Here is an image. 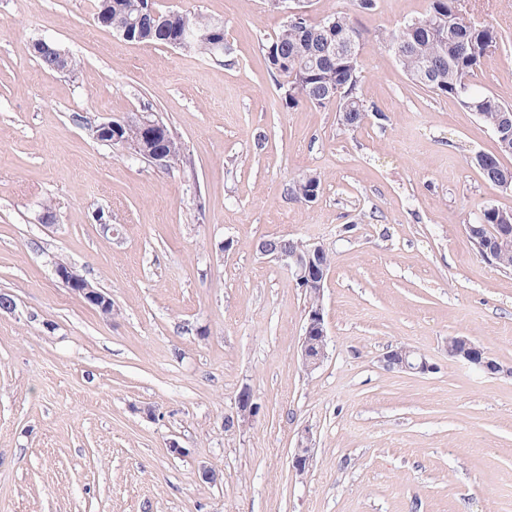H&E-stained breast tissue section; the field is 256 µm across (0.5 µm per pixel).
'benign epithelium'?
Returning a JSON list of instances; mask_svg holds the SVG:
<instances>
[{
	"instance_id": "1",
	"label": "benign epithelium",
	"mask_w": 512,
	"mask_h": 512,
	"mask_svg": "<svg viewBox=\"0 0 512 512\" xmlns=\"http://www.w3.org/2000/svg\"><path fill=\"white\" fill-rule=\"evenodd\" d=\"M273 8H278L287 16L288 22L299 23L305 18V7L302 0H269ZM184 32L180 40L171 43V47L187 51L195 43L211 37L208 30H200L195 26L194 13H182ZM334 58L360 55V48L354 36L337 40L327 47ZM33 51L39 56H49L63 65L68 53L59 49L56 43L39 38L33 43ZM133 123L141 129L142 140L131 141L120 137L121 128L112 121H100L91 127L90 133L94 139L111 145H118L131 154L151 162L153 165L166 167V153L158 149L147 150V141L158 137L163 130L160 118L152 113H139L133 118ZM512 246V226H502L500 234L488 243L489 252L504 250ZM262 254L283 264L294 277L297 285L313 295V301L307 309L304 332L302 335L300 360L302 368L307 373L318 369L327 355V331L325 327L322 297L328 270L322 261L326 249L315 243H298V247H275L265 240L259 244ZM57 277L70 286V290L84 301L96 305L102 314L112 315V298L101 289L92 285L83 276L74 271L69 265L55 267ZM448 355L473 367L480 372L495 376L502 371V366L491 353L477 347L466 336H455L448 340ZM383 366L403 372L425 375L435 370L425 355L406 347L399 346L388 350L382 356ZM259 406L248 389H243L237 402V411L233 416L224 418V428L229 430L246 424L257 415ZM312 437L308 429L298 433L295 451L292 456V467L300 475L306 473L312 463Z\"/></svg>"
}]
</instances>
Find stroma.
I'll return each mask as SVG.
<instances>
[{
    "mask_svg": "<svg viewBox=\"0 0 512 512\" xmlns=\"http://www.w3.org/2000/svg\"><path fill=\"white\" fill-rule=\"evenodd\" d=\"M155 3L222 22L223 60L122 41L95 0H0V292L16 303L0 313V512H512V271L466 231L486 205L512 210V190L475 164L492 131L413 86L377 39L427 0H309V21L341 11L362 33L360 91L382 116L353 131L335 109L286 106L263 50L286 17L267 0ZM464 7L508 39L473 80L512 104V0ZM39 38L76 72L46 69ZM138 112L172 128L191 167L87 130ZM309 171L322 184L306 203L287 188ZM279 237L332 256L311 373L305 295L257 249ZM60 260L110 294L111 315L62 284ZM452 336L502 374L450 358ZM401 345L435 372L386 370ZM245 387L260 412L225 429ZM312 437L308 429L298 433L295 451L292 456V467L300 475L306 473L312 463Z\"/></svg>",
    "mask_w": 512,
    "mask_h": 512,
    "instance_id": "stroma-1",
    "label": "stroma"
}]
</instances>
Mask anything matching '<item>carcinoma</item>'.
I'll return each instance as SVG.
<instances>
[{
  "instance_id": "carcinoma-1",
  "label": "carcinoma",
  "mask_w": 512,
  "mask_h": 512,
  "mask_svg": "<svg viewBox=\"0 0 512 512\" xmlns=\"http://www.w3.org/2000/svg\"><path fill=\"white\" fill-rule=\"evenodd\" d=\"M147 0H112V25L119 26L129 18L143 14ZM405 30L383 31L379 41L397 58L408 78L418 87L454 99L463 109L474 112L496 137L498 152L482 153L475 163L486 182L501 186L512 170L500 160L512 155V105L490 92H484L471 82V76L482 59L502 42V36L489 24L470 25L459 14L458 0H429L426 12L406 23ZM344 36H362L351 17L336 12L322 21L304 25L284 23L279 33L265 45V54L271 73L280 79L279 89L285 103L294 106L305 100L321 108L336 107L339 124L346 130L361 127L370 107L360 92L362 65L359 58H328L322 54V43L327 31ZM183 25L180 12L159 13L156 19H143L141 31L132 33V40L167 46L180 38ZM167 153L168 169L191 164L182 142H171L159 136L150 145ZM322 178L310 171L293 182L290 191L300 200L301 186L317 196ZM512 224V210L495 206L481 210L474 225L492 237L497 225Z\"/></svg>"
}]
</instances>
